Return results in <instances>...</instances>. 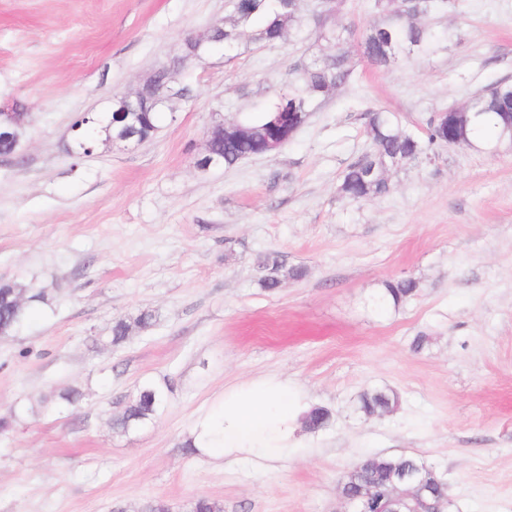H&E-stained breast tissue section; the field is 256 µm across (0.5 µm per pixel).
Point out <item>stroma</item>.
I'll list each match as a JSON object with an SVG mask.
<instances>
[{
  "label": "stroma",
  "mask_w": 512,
  "mask_h": 512,
  "mask_svg": "<svg viewBox=\"0 0 512 512\" xmlns=\"http://www.w3.org/2000/svg\"><path fill=\"white\" fill-rule=\"evenodd\" d=\"M315 5L290 41L188 62L191 96L151 141L78 157L76 118L179 55L225 0H0V110L28 114L20 159L0 157V279L52 296L0 337V417L53 390L84 395L0 436V512H140L151 499L188 512L201 496L224 512H337L353 465L399 454L447 482V512H512V151L450 146L391 172L385 198L337 193L368 110L418 131L512 79V0H454L424 19L440 36L428 53L387 70L353 58L352 80L288 145L198 169L215 121L267 109L295 65L334 52ZM272 250L305 269L274 294L256 267ZM401 277L418 295L378 309L383 281ZM145 309L152 328L102 344L113 319ZM263 375L299 382L329 426L285 462L186 454L224 390ZM144 382L170 384L165 408L113 434ZM376 387L399 405L368 419L357 399Z\"/></svg>",
  "instance_id": "35a3bbf8"
}]
</instances>
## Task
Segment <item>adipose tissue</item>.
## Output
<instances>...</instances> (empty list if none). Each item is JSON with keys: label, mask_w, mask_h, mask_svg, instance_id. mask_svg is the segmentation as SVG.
<instances>
[{"label": "adipose tissue", "mask_w": 512, "mask_h": 512, "mask_svg": "<svg viewBox=\"0 0 512 512\" xmlns=\"http://www.w3.org/2000/svg\"><path fill=\"white\" fill-rule=\"evenodd\" d=\"M312 403L297 382L257 377L225 389L222 400L198 417L195 446L218 457H242L261 465L284 461L303 437Z\"/></svg>", "instance_id": "adipose-tissue-1"}]
</instances>
